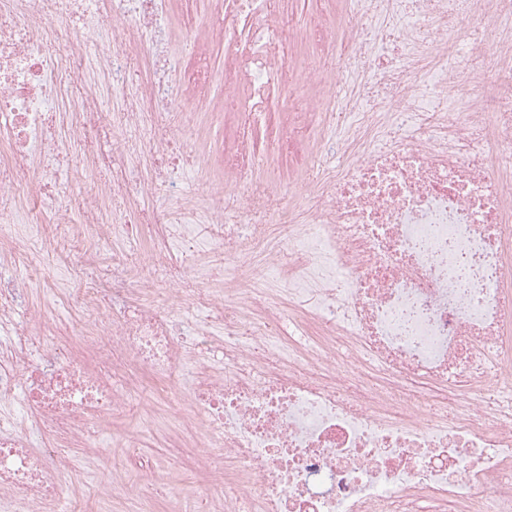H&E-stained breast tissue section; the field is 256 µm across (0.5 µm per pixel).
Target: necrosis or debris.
<instances>
[{
  "instance_id": "necrosis-or-debris-1",
  "label": "necrosis or debris",
  "mask_w": 512,
  "mask_h": 512,
  "mask_svg": "<svg viewBox=\"0 0 512 512\" xmlns=\"http://www.w3.org/2000/svg\"><path fill=\"white\" fill-rule=\"evenodd\" d=\"M88 36L100 10L128 19L139 47L159 57L168 0H73ZM226 108L239 112L215 194L261 198L244 172L257 147L247 127L270 109L272 83L296 79L288 147L316 167L309 209L283 224H227L182 194L183 149L130 139L156 156L152 190L180 208L144 223H104L88 209L71 230L83 247L69 280L51 289L106 322L89 321L88 363L63 347L58 326L30 304L15 275L20 243L57 248L18 212L0 210V501L11 512H57L67 466L60 442L100 445L103 418L125 411L142 377L160 386L141 421L166 427L171 389L194 414L186 447L233 466L211 512H512V89L459 95L473 69L462 20L493 26L477 64L512 77V0H336L317 20V50H346V80L292 69L280 0H231ZM58 0H0V168L38 158L41 176L14 183L29 210L53 206L67 223L54 162L101 160L100 109L70 106L84 85L79 32ZM400 97L393 110L376 92ZM321 114L330 138L312 131ZM67 129L73 149L63 148ZM339 165H324L328 154ZM132 242L146 257L113 253L101 288L100 245ZM203 270L197 287L187 269ZM194 299L188 333L160 309ZM223 336H214L215 325ZM121 374L106 379L109 363Z\"/></svg>"
}]
</instances>
